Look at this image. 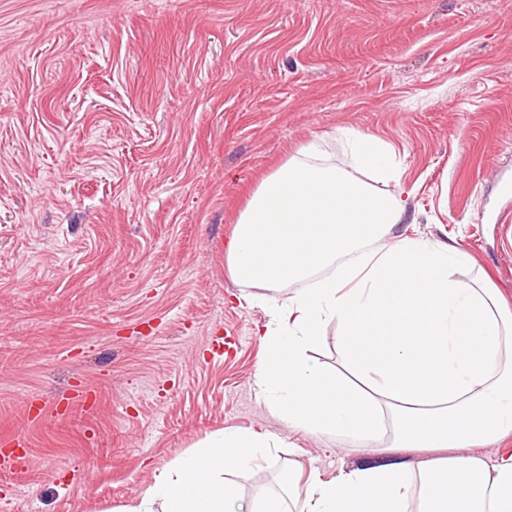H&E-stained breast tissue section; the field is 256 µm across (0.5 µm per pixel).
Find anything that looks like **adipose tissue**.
<instances>
[{
  "label": "adipose tissue",
  "instance_id": "ef3b65f1",
  "mask_svg": "<svg viewBox=\"0 0 512 512\" xmlns=\"http://www.w3.org/2000/svg\"><path fill=\"white\" fill-rule=\"evenodd\" d=\"M303 147L267 176L227 243L232 279L258 288L268 356L260 397L288 428L415 448L416 463H379L326 480L292 466L288 491L244 498L229 475L250 469L279 436L210 433L154 470L123 512H512V450L476 447L512 436V308L478 281L453 276L455 246L396 233L407 212L387 145L356 135L352 171L306 163ZM312 287L281 296L283 286ZM335 325L339 371L313 355Z\"/></svg>",
  "mask_w": 512,
  "mask_h": 512
}]
</instances>
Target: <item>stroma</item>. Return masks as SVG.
<instances>
[{
  "label": "stroma",
  "mask_w": 512,
  "mask_h": 512,
  "mask_svg": "<svg viewBox=\"0 0 512 512\" xmlns=\"http://www.w3.org/2000/svg\"><path fill=\"white\" fill-rule=\"evenodd\" d=\"M349 131L394 151L398 232L512 305V0H0V512L117 510L229 427L286 442L248 498L367 462L267 413L224 254L301 148L350 169Z\"/></svg>",
  "instance_id": "35a3bbf8"
}]
</instances>
